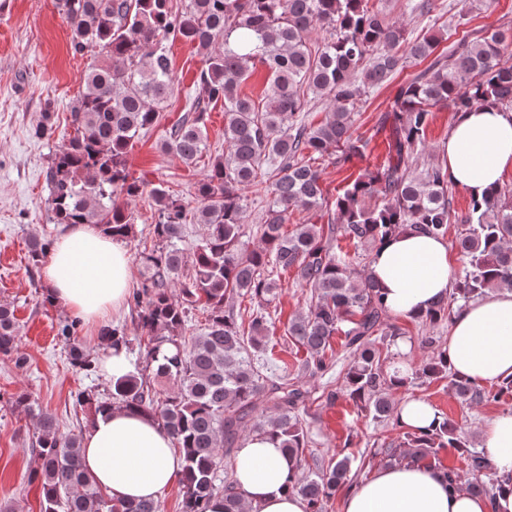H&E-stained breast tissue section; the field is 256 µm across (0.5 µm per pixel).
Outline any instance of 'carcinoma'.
I'll use <instances>...</instances> for the list:
<instances>
[{"instance_id": "carcinoma-1", "label": "carcinoma", "mask_w": 512, "mask_h": 512, "mask_svg": "<svg viewBox=\"0 0 512 512\" xmlns=\"http://www.w3.org/2000/svg\"><path fill=\"white\" fill-rule=\"evenodd\" d=\"M168 2L58 0L71 27L72 47L94 52L97 63L70 113L74 134L55 151L47 170L55 223L92 224L117 241L135 237L129 203L143 194L145 182L131 176L128 154L173 93L168 41L196 45L205 52V67L193 86L190 113L172 127L162 149L187 165L196 163L207 150L208 107L224 102L227 149L211 160L195 192L194 217L205 226L202 242L189 255L178 247L188 204L160 185L153 187L159 205L153 225L157 246L140 253L143 281L130 297L147 337L143 364L111 381L109 397L95 390L76 395L90 422L114 407L151 416L183 457L181 512H206L218 496L224 497V512H245L233 481L221 480L220 468L224 456L251 433L276 438L285 457L301 469L309 438L299 408L309 392L288 379V363L278 375L260 362L273 335L265 306L278 289L262 275L267 266L294 271L315 298L288 325V336L306 351L304 369L326 372L330 340L344 333L350 362L343 390L372 419L397 417L398 404L383 389L418 381L446 379L448 389L466 403L511 396L512 382L486 390L448 371L432 336L421 337L427 354L414 372L390 374L374 342L377 336H398V327L389 322L378 283L333 252V242L374 247L406 226L443 237L451 222L465 225L457 238L462 274L419 316L425 325L451 321L458 307L490 290L512 288V188L499 185L471 198L468 210L458 215L443 166L416 170L433 109L466 112L489 101L512 109V66L502 62L512 56V30L464 36L438 54V37L412 38L384 8L369 6L370 0H187L179 14ZM317 29L325 35L311 48L307 41ZM410 59L430 64L399 90L387 160L359 174L334 200L326 199L321 171L306 157L333 151L336 163L345 164L359 154L353 130L359 104ZM259 69L267 77L260 108L240 92L241 83ZM304 86L328 104L325 121L316 126L301 116ZM264 168L274 175L265 187L261 244L249 248L241 232L245 190ZM326 206L332 211L327 224L284 230L293 208L316 213ZM245 295L256 303L246 328L227 305ZM197 307L208 312L207 327L186 343L182 336ZM79 326V319H67L57 336L69 345L73 364L94 374L98 357L83 350ZM19 335L10 304L1 302L0 354L15 356L22 365ZM100 341L107 350L133 353L122 327L101 328ZM9 403L36 419L30 449L37 466L29 481L40 485L42 512H162L152 499L116 502L104 495L83 468L80 436L61 434L55 417L35 408L26 392L12 395ZM449 448L463 456L471 491L492 495L496 472L469 446L465 428L446 415L427 433L403 431L402 440L384 455L388 464L410 458L441 469L453 487L461 476L440 458ZM352 464L350 456L340 454L306 477L293 475L288 485L307 501L309 512H322L324 501L340 487L352 486Z\"/></svg>"}]
</instances>
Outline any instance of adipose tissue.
<instances>
[{
  "label": "adipose tissue",
  "instance_id": "adipose-tissue-1",
  "mask_svg": "<svg viewBox=\"0 0 512 512\" xmlns=\"http://www.w3.org/2000/svg\"><path fill=\"white\" fill-rule=\"evenodd\" d=\"M449 182L482 196L512 169V111L484 106L456 115L441 147ZM390 314H423L449 291L454 261L448 242L413 229L383 241L369 265ZM51 299L86 322L100 321L126 301L130 260L120 242L90 224H73L57 237L43 267ZM449 369L481 385L512 379V289L504 288L458 310L445 347ZM480 449L500 477L494 497L449 488L436 469L401 461L357 480L342 512H512V409L488 418ZM83 465L112 499H160L181 477L183 461L171 439L147 415L115 408L99 416L83 440ZM233 485L250 512H308L288 488L278 442L247 437L233 460Z\"/></svg>",
  "mask_w": 512,
  "mask_h": 512
}]
</instances>
